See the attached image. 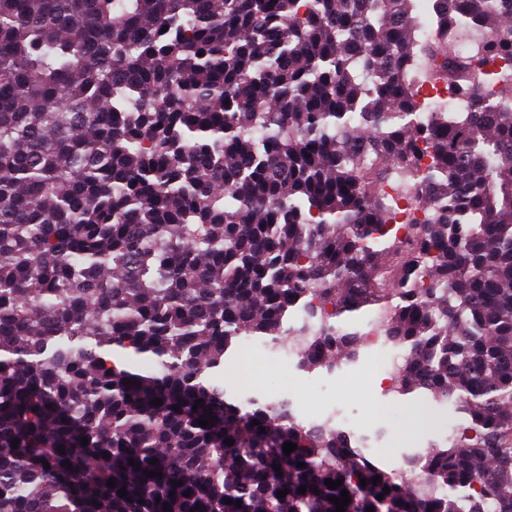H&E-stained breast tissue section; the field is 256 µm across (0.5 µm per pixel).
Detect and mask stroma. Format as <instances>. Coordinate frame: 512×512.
Returning <instances> with one entry per match:
<instances>
[{
	"mask_svg": "<svg viewBox=\"0 0 512 512\" xmlns=\"http://www.w3.org/2000/svg\"><path fill=\"white\" fill-rule=\"evenodd\" d=\"M375 360V352L367 349L357 363L335 372H305L296 368L295 357L255 341L228 353L224 385L233 394L250 391L271 401H292L307 421L342 412L354 431L378 437L376 464L397 468L405 456L444 442L448 435L446 412L437 409L424 417L416 414V401L371 388L368 377L377 370Z\"/></svg>",
	"mask_w": 512,
	"mask_h": 512,
	"instance_id": "1",
	"label": "stroma"
}]
</instances>
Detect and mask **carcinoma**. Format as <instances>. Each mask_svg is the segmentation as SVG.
Returning <instances> with one entry per match:
<instances>
[{"mask_svg":"<svg viewBox=\"0 0 512 512\" xmlns=\"http://www.w3.org/2000/svg\"><path fill=\"white\" fill-rule=\"evenodd\" d=\"M466 2L0 0V512H512V0ZM370 329L464 418L399 468L224 388ZM456 43L459 50L466 56L471 57L473 65L477 68L484 92H487V87L495 72L490 65H484L481 60V41L480 39L473 38L465 31L456 34Z\"/></svg>","mask_w":512,"mask_h":512,"instance_id":"obj_1","label":"carcinoma"}]
</instances>
